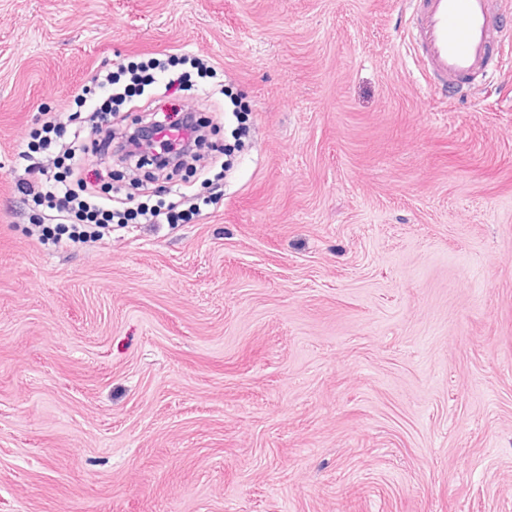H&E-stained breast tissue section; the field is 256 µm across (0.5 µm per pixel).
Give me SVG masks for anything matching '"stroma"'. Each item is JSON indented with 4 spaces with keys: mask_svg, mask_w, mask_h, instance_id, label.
Returning <instances> with one entry per match:
<instances>
[{
    "mask_svg": "<svg viewBox=\"0 0 512 512\" xmlns=\"http://www.w3.org/2000/svg\"><path fill=\"white\" fill-rule=\"evenodd\" d=\"M407 0H0V512H512V67L431 87ZM247 105L189 224L41 244L19 151L97 70Z\"/></svg>",
    "mask_w": 512,
    "mask_h": 512,
    "instance_id": "1",
    "label": "stroma"
}]
</instances>
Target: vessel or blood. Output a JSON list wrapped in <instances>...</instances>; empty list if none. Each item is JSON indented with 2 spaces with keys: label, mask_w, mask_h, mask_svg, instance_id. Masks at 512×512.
Segmentation results:
<instances>
[{
  "label": "vessel or blood",
  "mask_w": 512,
  "mask_h": 512,
  "mask_svg": "<svg viewBox=\"0 0 512 512\" xmlns=\"http://www.w3.org/2000/svg\"><path fill=\"white\" fill-rule=\"evenodd\" d=\"M417 25L408 32L428 83L448 94L471 79L490 77L505 63L512 30L502 26L493 0H417Z\"/></svg>",
  "instance_id": "vessel-or-blood-1"
}]
</instances>
